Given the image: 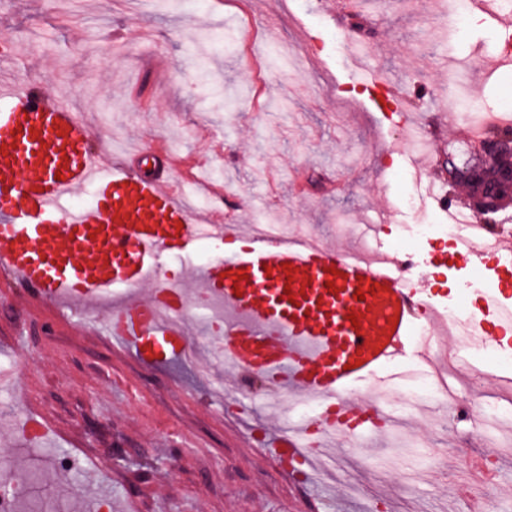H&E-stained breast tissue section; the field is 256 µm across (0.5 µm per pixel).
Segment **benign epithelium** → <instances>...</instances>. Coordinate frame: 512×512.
<instances>
[{"mask_svg":"<svg viewBox=\"0 0 512 512\" xmlns=\"http://www.w3.org/2000/svg\"><path fill=\"white\" fill-rule=\"evenodd\" d=\"M465 186L471 187L470 206L482 214L512 204V134H500L467 151Z\"/></svg>","mask_w":512,"mask_h":512,"instance_id":"benign-epithelium-1","label":"benign epithelium"}]
</instances>
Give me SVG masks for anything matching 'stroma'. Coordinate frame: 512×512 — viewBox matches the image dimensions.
<instances>
[{
  "label": "stroma",
  "mask_w": 512,
  "mask_h": 512,
  "mask_svg": "<svg viewBox=\"0 0 512 512\" xmlns=\"http://www.w3.org/2000/svg\"><path fill=\"white\" fill-rule=\"evenodd\" d=\"M438 10V0H397L356 20L326 0H0V71L67 99L98 150L167 145L184 190L194 175L223 190L226 223L273 220L289 236L342 234L360 250L368 239L352 226L381 221L398 255L407 225L445 202L470 206L462 189L443 201L430 192L407 163V136L367 93L340 99L354 86L346 44L364 41L389 98L410 96L415 114L437 116L449 95L495 108L512 66H479L512 32L471 10L441 34ZM451 252L443 241L418 250L417 273L441 306L461 277ZM212 362L143 365L83 313L36 306L0 278V483L23 496L57 474L68 512H88L92 498L111 512H473L486 492L512 512L502 499L512 465L479 492L461 483L468 463L499 455L512 426L483 434L474 416L440 428L435 413H414L347 500L295 483L261 451L263 384L225 387L223 355ZM36 412L51 429L30 439L20 425Z\"/></svg>",
  "instance_id": "35a3bbf8"
}]
</instances>
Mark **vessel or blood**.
I'll return each mask as SVG.
<instances>
[{"label":"vessel or blood","mask_w":512,"mask_h":512,"mask_svg":"<svg viewBox=\"0 0 512 512\" xmlns=\"http://www.w3.org/2000/svg\"><path fill=\"white\" fill-rule=\"evenodd\" d=\"M91 138L66 99L0 79V271L38 305L87 306L118 293L103 330L147 365L187 356L185 279L194 275L234 314L224 326L225 362L319 404L315 425L282 432L270 450L295 480L312 481L333 443L355 448L365 432L393 426L383 405L358 404L351 393L363 381L390 383L385 370L415 338L417 309L429 324L426 347L463 345L446 336L418 281L402 277V258L384 252L370 262L305 238L240 234L220 211L200 218L165 172L141 175L144 153L111 165ZM88 185L95 204L68 206ZM205 239L223 243V257L161 277L160 254L187 255ZM489 252L512 254V238L486 227L453 256L467 264ZM484 303L496 327L512 332V303L493 294Z\"/></svg>","instance_id":"1"}]
</instances>
